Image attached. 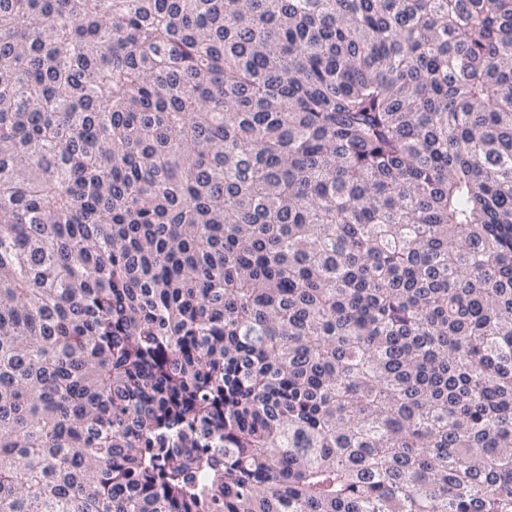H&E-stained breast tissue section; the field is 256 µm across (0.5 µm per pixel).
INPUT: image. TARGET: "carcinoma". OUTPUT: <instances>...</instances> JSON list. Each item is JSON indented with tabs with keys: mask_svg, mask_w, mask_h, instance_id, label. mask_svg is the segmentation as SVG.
<instances>
[{
	"mask_svg": "<svg viewBox=\"0 0 512 512\" xmlns=\"http://www.w3.org/2000/svg\"><path fill=\"white\" fill-rule=\"evenodd\" d=\"M0 512H512V0H0Z\"/></svg>",
	"mask_w": 512,
	"mask_h": 512,
	"instance_id": "carcinoma-1",
	"label": "carcinoma"
}]
</instances>
